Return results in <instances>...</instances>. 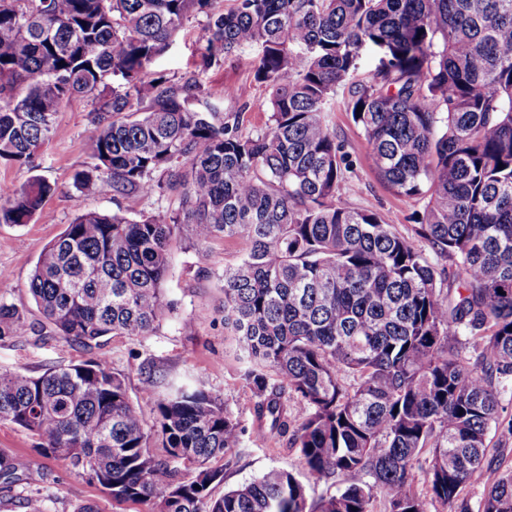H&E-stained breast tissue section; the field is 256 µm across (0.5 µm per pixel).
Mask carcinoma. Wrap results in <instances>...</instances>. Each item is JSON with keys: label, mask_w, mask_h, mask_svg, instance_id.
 Returning <instances> with one entry per match:
<instances>
[{"label": "carcinoma", "mask_w": 512, "mask_h": 512, "mask_svg": "<svg viewBox=\"0 0 512 512\" xmlns=\"http://www.w3.org/2000/svg\"><path fill=\"white\" fill-rule=\"evenodd\" d=\"M231 2L0 0V161L37 168L60 109L92 95L93 165L76 188L177 195L164 214L84 213L37 258L36 307L54 335L89 349L165 320L183 230L199 245L243 241L224 268V325L255 417L336 491L311 500L308 483L272 468L215 496L246 434L226 402L173 381L149 428L100 357L38 376L0 370V425L150 512H471L465 489L512 393V0ZM199 14L202 68L261 49L262 126L201 104L192 78L150 71ZM367 49L380 65L355 81ZM344 85L379 175L424 202L427 247L342 200L348 167L327 105ZM51 191L34 176L0 196V223L43 217ZM33 333L0 301V340ZM155 435L165 459L148 452ZM477 512H512V470Z\"/></svg>", "instance_id": "obj_1"}]
</instances>
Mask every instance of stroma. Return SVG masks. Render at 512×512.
Listing matches in <instances>:
<instances>
[{"label":"stroma","instance_id":"stroma-1","mask_svg":"<svg viewBox=\"0 0 512 512\" xmlns=\"http://www.w3.org/2000/svg\"><path fill=\"white\" fill-rule=\"evenodd\" d=\"M205 22L201 15L189 18L155 60L153 71L176 81L196 79L209 100L223 101L225 111L242 112L245 129L261 126L267 119V92L251 83V62L257 48L234 53L201 69L199 38ZM228 86L245 88L244 99L225 98L224 89ZM347 100L348 93L341 88L330 102L332 123L349 162L343 196L355 207L378 212L403 235L414 236L416 215L423 204L398 195L380 177L363 134L352 120ZM95 107L93 98L82 97L61 108L52 138L37 159L36 171L0 163L1 195L11 194L35 174L54 187L44 202L51 222L36 218L26 224L0 223V269L8 273L7 280L0 281V300L24 310L32 321L39 318L28 291L33 264L43 248L78 214L119 210L135 218L143 212H162L177 205L172 196L117 201L108 193L76 189L75 175L92 163L85 140ZM241 249L237 241L216 240L194 246L187 239L177 240L164 283L174 310L151 335L108 336L99 347L90 350L60 338L44 342L32 338L0 341V369L38 376L55 367L106 357L116 371L124 374L131 399L141 406L149 423L154 414L152 402L142 391L145 372L154 368L174 375L189 374L195 385L220 395L247 429L242 459L227 472L224 489L250 482L273 467L301 472L297 449L257 432L254 398L241 379L242 366L233 336L224 327V269L237 261ZM491 437L482 473L467 489V499L473 507L499 475L512 468V430L503 424L492 431ZM36 446V438L27 431L0 426V454L15 461L21 477L20 483L10 487L0 483V512H27L26 500L32 494L45 498L47 512H79L88 505L94 512H147L143 504L113 501L99 486L73 473L62 461L38 453Z\"/></svg>","mask_w":512,"mask_h":512}]
</instances>
